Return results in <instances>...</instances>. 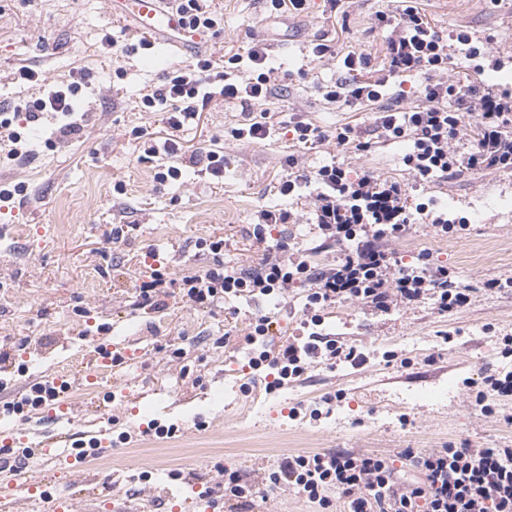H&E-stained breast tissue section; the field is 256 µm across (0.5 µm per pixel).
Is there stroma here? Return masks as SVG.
I'll return each instance as SVG.
<instances>
[{
  "label": "stroma",
  "mask_w": 512,
  "mask_h": 512,
  "mask_svg": "<svg viewBox=\"0 0 512 512\" xmlns=\"http://www.w3.org/2000/svg\"><path fill=\"white\" fill-rule=\"evenodd\" d=\"M224 29L176 52L161 37L148 50L131 51L140 35L105 0H0V106L41 97L45 85L64 88L87 75L74 102L79 135L58 132L62 117L48 113L23 130L27 153L9 158L0 140V183L23 184L24 195L0 205V380L10 398L53 377L69 381L71 418L55 424L21 421L0 413V440L20 439L35 449L48 434L70 441L112 417L113 434L126 441L101 451L80 471L65 458L32 456L29 472L49 475L57 496H79L83 512H172L195 501L212 484L217 466L249 476L277 469L282 457L320 448L390 453L421 452L448 444L512 447V397L488 392L493 411L468 403L469 384L491 373L512 372L503 339L512 336V288L487 289L490 279L512 278V222L484 211L448 236L416 224L386 241L395 258L427 252L472 289L464 308L441 314L431 301L376 314L347 302L324 314L322 332L364 352L363 365L317 362L299 379L267 393L249 369L240 328L270 317L273 344L301 336L305 292L291 288L252 298L231 297L208 308H190L166 297L165 309L133 304L136 279L152 264L172 277L198 271L210 257L201 248L224 239L226 261L254 259L250 233L261 211L297 216L286 233L314 247L319 235L304 200L279 192L289 161L313 171L338 160L365 165L405 183L411 202L431 198L443 206L479 195L512 193V170L480 171L422 189L405 171V144L378 142L375 106L331 102L324 88L345 77L342 58L352 51L382 59L384 34L373 22L393 0H307L304 11L273 10L268 0H214ZM440 36L466 27L474 39L494 38L503 60L482 79L512 89V0H414ZM114 45H107V37ZM265 43L276 68L275 88L263 104L274 120H302L333 132L346 126L371 147L316 148L291 137L254 142L233 138L244 122L239 102L217 95L198 125L183 134L178 160L183 188L154 190L165 156L144 159L137 131L163 138L162 115L144 111L140 99L162 85L171 65L210 55L244 53ZM336 50L320 62L315 43ZM37 71V82L18 80L20 66ZM224 146V177L200 173L188 154L212 141ZM122 228L113 241V228ZM452 343H444V335ZM99 342L114 344L124 358L96 381H87L88 359ZM186 352L183 365H165L161 347ZM453 383L448 398L420 399L422 390ZM334 394L332 405L322 404Z\"/></svg>",
  "instance_id": "obj_1"
}]
</instances>
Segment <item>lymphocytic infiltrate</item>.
<instances>
[{
  "label": "lymphocytic infiltrate",
  "instance_id": "obj_1",
  "mask_svg": "<svg viewBox=\"0 0 512 512\" xmlns=\"http://www.w3.org/2000/svg\"><path fill=\"white\" fill-rule=\"evenodd\" d=\"M165 4L190 33L215 34L221 29L223 17L212 12L208 0H165ZM375 25L386 32L382 69L364 81L327 85L326 99L381 103L391 95V76L425 72L430 80L419 99L384 107L375 126L385 140L406 143L403 162L415 185L426 187L474 171L511 170L512 94L453 75L451 69L456 55L467 61L484 59L489 69H498L493 41L476 45L468 31L459 29L452 44H444L426 15L414 6L395 14L379 13ZM267 58L265 44L250 43L247 59L256 74L248 78L220 70L216 60L203 56L191 64L171 66L164 84L141 98L145 109L162 113L168 129L161 142L145 136V154L177 155L181 132L196 123L217 94L225 101L240 102L250 115L248 123L236 130L237 139L256 141L278 134L286 126L260 109L276 80ZM78 91L73 83L49 89L41 98L1 107L0 138L11 142V156L22 154L20 122H35L45 112L68 118ZM469 115L476 118L471 128L465 124ZM464 135L470 147L460 152L452 143ZM280 191L305 200L323 241L342 245L336 263H311L305 249L289 242L286 235L272 237L273 228L293 223L294 216L286 210H266L252 232L261 246L256 262L226 263L224 239L214 236L205 242L209 264L178 281V296L191 307H208L230 294L267 295L277 289L306 288L305 323L311 328L307 338L293 339L274 351L263 349L252 360L253 366L264 365L272 372L267 391L302 376L318 360L365 362L364 353L318 332L322 311L333 304L348 302L387 314L429 300L445 314L469 303L470 288L451 276L447 266L434 264L426 254L405 263L382 246L384 239L400 236L415 223L432 225L444 236L465 227V220L450 221L447 210L437 203L409 205L401 182L366 168L353 174L337 162L309 173L289 172ZM400 459L412 460L418 477H399L394 463ZM219 473L217 487L205 491L213 508L222 500L247 508L259 492L272 495L288 487L316 504L320 512H331L337 499L346 503L348 512H512V448L448 445L420 456L410 448L393 455L325 448L288 455L277 471L259 480L227 467Z\"/></svg>",
  "mask_w": 512,
  "mask_h": 512
}]
</instances>
